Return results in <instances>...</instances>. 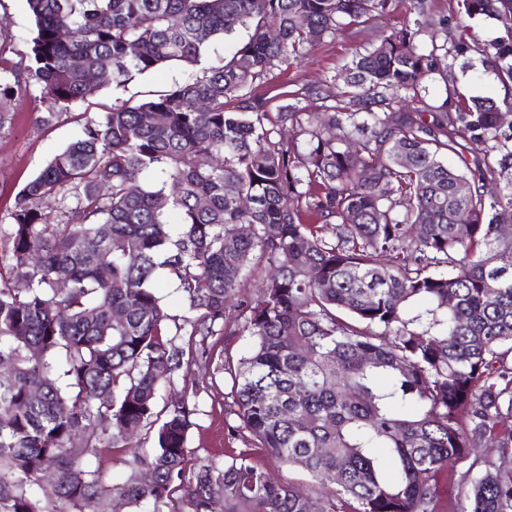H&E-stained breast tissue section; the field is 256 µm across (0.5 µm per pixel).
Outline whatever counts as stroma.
<instances>
[{"mask_svg":"<svg viewBox=\"0 0 512 512\" xmlns=\"http://www.w3.org/2000/svg\"><path fill=\"white\" fill-rule=\"evenodd\" d=\"M405 18L406 12L401 9L375 24L353 28L345 36L315 41L303 60L293 63L288 70H277L268 75L264 83L258 86V94L268 98L271 111H278L287 102L282 95L285 86L314 84L336 74L354 54L377 42L383 30L400 26ZM0 27L8 29L14 36L13 43L0 53V58L5 63L15 64L28 57L32 20L25 0H0ZM453 70L457 88L464 98L499 96L503 93L496 73L487 69L479 56L456 59ZM190 75V69L177 64L162 66L137 77L126 87L111 86L102 90L89 101L74 106L71 112L62 114L49 128L38 125L35 103L29 99L23 100L15 110L11 124L0 129V219H7L17 192L44 168L57 151L80 135L82 123L77 119L78 113L92 115L122 101L138 103L150 99ZM209 346L211 361H193L186 379L176 380L161 394L162 402L171 403L181 398L184 385L196 389L195 395L190 398L196 407L187 438L190 458L210 457L221 462L239 449L248 448L255 461L274 477L293 482L301 489H310L312 483L302 468H278L264 449L253 447L248 433L233 436L227 430L229 386L223 373L217 372L216 366L222 363L225 356L237 359L246 354L247 337L239 335L236 326L232 325L224 335L210 339ZM85 464L98 472L103 487L109 489L125 482L131 475L133 457L125 448H102L97 456L86 459Z\"/></svg>","mask_w":512,"mask_h":512,"instance_id":"obj_1","label":"stroma"}]
</instances>
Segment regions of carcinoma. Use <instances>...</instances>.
<instances>
[{"instance_id": "carcinoma-1", "label": "carcinoma", "mask_w": 512, "mask_h": 512, "mask_svg": "<svg viewBox=\"0 0 512 512\" xmlns=\"http://www.w3.org/2000/svg\"><path fill=\"white\" fill-rule=\"evenodd\" d=\"M26 5L30 64L0 65V128L35 85L50 125L104 87L90 72L124 87L165 64L201 71L87 118L0 224V512H42L27 486L45 473L70 512H100L83 460L150 431L133 462L152 482L112 487L142 512H166L180 491L188 512H440L438 475L483 446L479 474L460 478L461 512H512V237L500 232L512 224V0H457L450 18L434 0ZM401 6L408 18L343 65L344 85L304 86L275 113L253 93L311 34ZM483 18L493 41L455 35ZM239 28L248 39L201 66ZM471 53L502 97L462 104L452 90L404 111L434 77L448 83L445 60ZM468 142L482 158L467 159ZM262 269L260 295H241ZM162 272L186 301L181 324L156 294ZM230 322L250 344L219 366L228 430L281 468L303 459L313 494L246 448L189 466V397L157 409L189 364L179 338L207 360Z\"/></svg>"}]
</instances>
